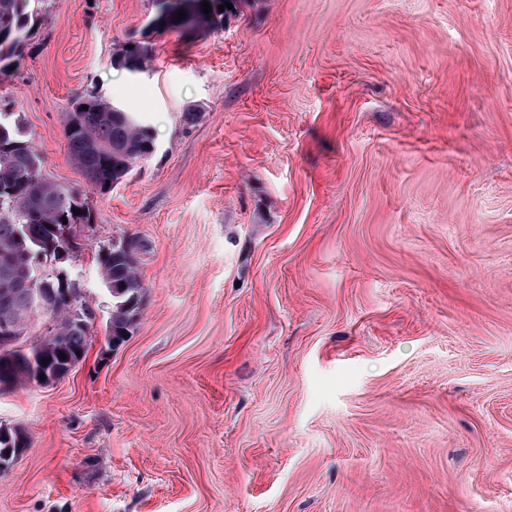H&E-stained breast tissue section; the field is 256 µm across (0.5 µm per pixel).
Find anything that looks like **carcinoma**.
<instances>
[{"label": "carcinoma", "instance_id": "carcinoma-1", "mask_svg": "<svg viewBox=\"0 0 512 512\" xmlns=\"http://www.w3.org/2000/svg\"><path fill=\"white\" fill-rule=\"evenodd\" d=\"M211 6L204 13L202 2ZM42 0H0V73L10 67L8 60L22 51L30 32V22L39 15L35 4ZM188 0H152L155 14L147 28L155 32H215L224 22L242 13L250 0H229L233 9L219 10L223 0H194L191 26L175 19ZM151 48L142 41H131L117 53L115 62L130 70L144 68ZM68 152L84 172L90 189L106 192L121 184L135 164L155 152L150 129L132 113L111 104L94 92L76 97L63 131ZM82 213L74 214L73 209ZM90 220L88 197L81 191L49 181L42 174V160L24 139L18 124L0 118V323L26 312L39 313L38 297L65 287V277L57 273L36 274L18 262L26 253L42 260L58 259L62 249L71 250L76 226ZM102 277L112 298L106 342L126 340L136 329L146 286L139 274L137 252L122 245L98 254ZM70 302L61 299L59 318L43 339L50 365L82 360L90 345L89 322L93 313L80 308L82 325L67 317ZM65 359H60L59 353ZM10 363L0 362V383L33 380L34 368L23 351H14Z\"/></svg>", "mask_w": 512, "mask_h": 512}]
</instances>
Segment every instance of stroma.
<instances>
[{
	"label": "stroma",
	"instance_id": "35a3bbf8",
	"mask_svg": "<svg viewBox=\"0 0 512 512\" xmlns=\"http://www.w3.org/2000/svg\"><path fill=\"white\" fill-rule=\"evenodd\" d=\"M153 14L42 0L0 75L88 194L64 269L95 314L68 375L0 390L31 441L0 512H512V0H251L115 66ZM92 91L155 143L104 193L63 136ZM134 233L112 350L97 254ZM127 45H131L132 49L127 48ZM150 51L149 42L128 41L117 53L115 62L127 70L141 71Z\"/></svg>",
	"mask_w": 512,
	"mask_h": 512
}]
</instances>
